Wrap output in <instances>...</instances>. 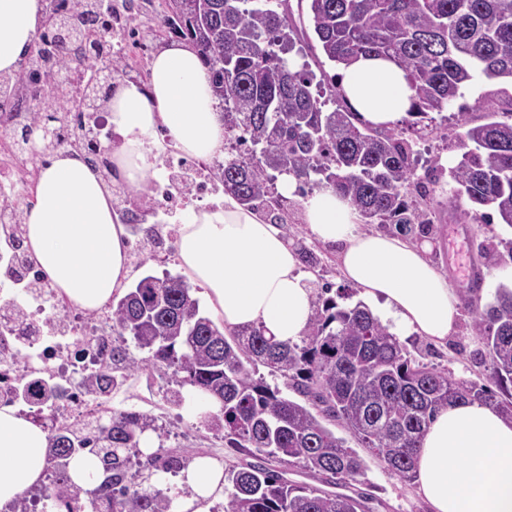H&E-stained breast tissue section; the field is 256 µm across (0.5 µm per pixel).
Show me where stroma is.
I'll return each instance as SVG.
<instances>
[{
    "label": "stroma",
    "instance_id": "stroma-1",
    "mask_svg": "<svg viewBox=\"0 0 512 512\" xmlns=\"http://www.w3.org/2000/svg\"><path fill=\"white\" fill-rule=\"evenodd\" d=\"M134 33L143 43V50L128 61L124 79L147 82L148 64L152 55L167 45L171 37L160 25L163 5L161 0H134ZM497 81L480 80L470 85L455 105L443 112L433 113V125L437 132L428 139L415 141L414 166L416 178H424L430 161L435 157L447 158L456 164L462 154L459 139L462 133L454 119L459 111H467L472 120H480L479 105L482 93L500 89ZM119 188L121 199L113 200V207H125L126 211L144 217L153 224L152 238L137 234L130 236V278L139 280L145 274L157 276L178 274L175 260L176 225L159 219L151 212L152 192L150 186L133 188L113 180ZM453 182L449 174L443 173L428 198L435 213L434 224L429 234L434 249L429 258L437 269L447 276L456 291H463L467 284L460 276L457 265L460 258H468L474 268L482 270L484 282L478 291L480 301H489L500 284L512 282V262L500 265H482L480 250L493 247L500 240L512 237V229L501 224H477L463 215L469 204L460 201L458 208L448 206ZM290 240H303L317 259L316 264H304L308 275V286L315 297L330 293L334 298L358 297V288L347 283L341 275L337 259V248L312 240L301 213H294L288 227ZM472 314L467 306H460L456 330L443 344H437L417 335L402 337L401 342L412 357L445 370L456 379H478L484 377L489 368V359L479 336L471 329ZM168 383L159 375L136 373L119 391L112 395V405L117 409L140 411L157 418L165 429L161 439L164 448L176 449L189 457L209 456L218 459L224 468H238L252 460L251 455L229 447L224 439L216 437L193 420L186 408L176 407L166 400ZM366 470L362 476L340 486L343 494H361L369 497L370 512H429L427 504L418 494L416 482H406L391 474L384 464L374 457H366Z\"/></svg>",
    "mask_w": 512,
    "mask_h": 512
}]
</instances>
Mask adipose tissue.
<instances>
[{
	"mask_svg": "<svg viewBox=\"0 0 512 512\" xmlns=\"http://www.w3.org/2000/svg\"><path fill=\"white\" fill-rule=\"evenodd\" d=\"M42 0H0V73L12 74L33 44ZM353 109L372 126L393 127L414 91L393 59L361 56L341 71ZM108 121L120 144L112 163L128 185L161 177L151 153L173 148L189 159L224 154V113L209 70L191 44L173 42L150 63L147 82H121ZM165 128L166 143L155 140ZM309 234L339 248L340 270L396 333L447 341L459 313L455 288L429 258V241L359 228L350 201L320 188L302 201ZM178 266L202 289L227 331L257 327L280 343L303 336L314 309L297 251L282 225L232 196L175 217ZM24 246L61 296L89 311L108 304L129 275V238L112 215L99 169L67 150L41 167L35 204L24 211ZM48 438L17 407L0 405V506L39 485ZM419 493L431 512H512V421L492 406L466 402L441 410L415 457ZM224 467L196 458L178 478L189 497L172 512H208L224 494Z\"/></svg>",
	"mask_w": 512,
	"mask_h": 512,
	"instance_id": "ef3b65f1",
	"label": "adipose tissue"
}]
</instances>
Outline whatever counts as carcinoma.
Returning a JSON list of instances; mask_svg holds the SVG:
<instances>
[{"label":"carcinoma","mask_w":512,"mask_h":512,"mask_svg":"<svg viewBox=\"0 0 512 512\" xmlns=\"http://www.w3.org/2000/svg\"><path fill=\"white\" fill-rule=\"evenodd\" d=\"M162 25L189 40L211 73L224 104V161L214 175L224 193L261 211L273 224L287 223L283 199L273 181L289 174L305 186H331L359 211L364 224H393L403 231L433 223L432 212L413 195L410 141L402 128L364 123L344 98L337 78L316 76L309 64L286 54L299 29L289 0H165ZM308 21L322 55L335 66L358 56L384 55L407 72L415 100L407 122L420 138L433 132L426 123L462 96L475 73L512 82V0H307ZM80 0L55 12L54 29L71 25ZM95 53L83 60L112 67L121 60ZM337 103L325 109L324 96ZM483 122L457 113L465 128L464 152L449 174L455 183L451 206L465 198V215L476 223L493 217L512 229V93L488 97ZM114 375H100L117 390L141 370L174 384L168 402L185 404L191 386L215 400L199 414L201 423L233 448H254L257 462L231 469L224 512H366L367 497L327 493L289 482L271 466L288 462L319 483L340 485L364 474L360 453L336 436L338 424L367 454L403 480L415 478L414 459L436 414L461 402L478 401L512 418V288L501 285L493 299L472 310V331L483 338L490 372L482 380L455 379L411 357L362 302L341 306L333 297L313 310L298 343H275L263 330L224 334L200 307L180 275L140 278L111 303ZM145 353L131 359L127 342ZM285 380L278 385L255 377L258 367ZM157 418L132 410L104 409L48 434L51 482L34 498L15 504L28 512L41 499L58 505L82 486L69 476L72 448H91L101 458L102 475L91 490L103 512H169L170 488L153 477L176 475L189 459L158 448L142 464L135 481L131 458L141 456L145 436L161 434Z\"/></svg>","instance_id":"carcinoma-1"}]
</instances>
